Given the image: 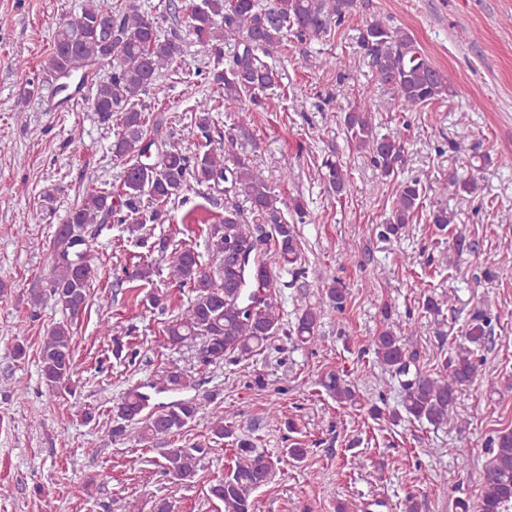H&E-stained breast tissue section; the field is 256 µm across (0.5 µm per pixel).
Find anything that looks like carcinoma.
Masks as SVG:
<instances>
[{"label": "carcinoma", "instance_id": "1", "mask_svg": "<svg viewBox=\"0 0 512 512\" xmlns=\"http://www.w3.org/2000/svg\"><path fill=\"white\" fill-rule=\"evenodd\" d=\"M356 0H190L187 6L189 33L208 51L213 66L204 79L224 90V109L245 110L257 106L260 95L275 89L279 73L261 58L275 51H288L292 39H323L331 35L352 14ZM113 39L117 64L102 76H95L91 109L98 121L120 131L112 142V154L122 163L121 191L92 188L58 225L53 239V264L48 278V295L56 305L78 318L86 308L94 272L90 263L86 228L127 211L133 217L129 231L159 218L158 203L178 198L190 182L199 186L224 187V195L244 192L250 202L254 230L243 224L239 209L224 208L208 227V241L219 257L214 271L202 268L198 253L185 248L172 265L171 276L181 287L190 289L193 301L186 310L164 326L168 342L185 346L200 339L199 362L220 363L225 358H244L281 330L280 314L264 297L252 314L245 308L254 299V288H243L242 269L237 252L251 251L254 241L274 245V256L282 267L300 260L296 226L289 223L281 200L250 159L212 148L193 156L170 141L159 161H143L155 144L152 133L159 124L150 123L141 96L157 82L161 73L177 61L181 49L177 38H163L157 22L144 15L138 5L129 3L117 10L108 0H89L81 12L61 23L54 32L52 49L43 67L45 78L55 80L73 73L85 79L87 68L96 64L105 51V36ZM359 45L369 59L378 86L386 90L403 112H423L433 100L448 92L447 78L422 57L410 35L380 20L368 23ZM233 53H224V47ZM194 129L212 143L215 133L212 110L207 105L193 109ZM343 123L355 148L370 154L381 175L398 174L404 163L402 136L398 131L375 132L371 110L360 103L347 109ZM325 179L336 194L346 189L348 173L337 161L325 163ZM423 188L416 179L400 183L392 222L382 225L381 235H395L410 223L421 204ZM348 289L337 281L326 285V303L338 312L345 310ZM322 318V307L307 305L297 317L294 332L298 341L315 338ZM376 359L399 377L404 391L401 409L389 411L378 404L368 408L376 418L392 421L402 416L438 426L448 421L459 388L477 377L483 359L477 351L465 349L445 363L446 375L431 377L416 367L417 353L410 352L390 328L372 340ZM41 376L57 390H69L75 369L73 329L58 322L48 329L39 349ZM321 386L344 407H361L355 386L338 373L330 372ZM187 387L184 374L174 369L155 383L129 389L113 417L108 431L112 442L124 439L128 428L138 429L145 440L173 436L193 421L212 395H195L169 403L155 402L167 391ZM213 441L233 439L243 462L210 487L211 495L223 502L224 512H254L250 493L269 479L271 462L255 454L253 442L235 436V429L220 416L211 422ZM205 449L199 445L167 448L163 453L164 474L176 481L190 482ZM512 503V430L499 432L489 449L481 473V492L476 512H503Z\"/></svg>", "mask_w": 512, "mask_h": 512}]
</instances>
